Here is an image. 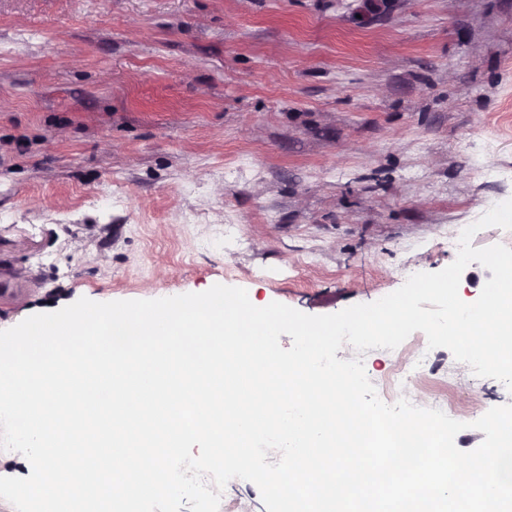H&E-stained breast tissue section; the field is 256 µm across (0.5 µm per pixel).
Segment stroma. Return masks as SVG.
I'll use <instances>...</instances> for the list:
<instances>
[{"label":"stroma","instance_id":"35a3bbf8","mask_svg":"<svg viewBox=\"0 0 512 512\" xmlns=\"http://www.w3.org/2000/svg\"><path fill=\"white\" fill-rule=\"evenodd\" d=\"M0 0V330L80 298L223 284L309 315L372 303L512 199V0ZM419 385L470 426L492 378ZM357 8L353 12L354 20L360 26H367L377 21L388 8L389 0H355ZM361 15V18H357Z\"/></svg>","mask_w":512,"mask_h":512}]
</instances>
